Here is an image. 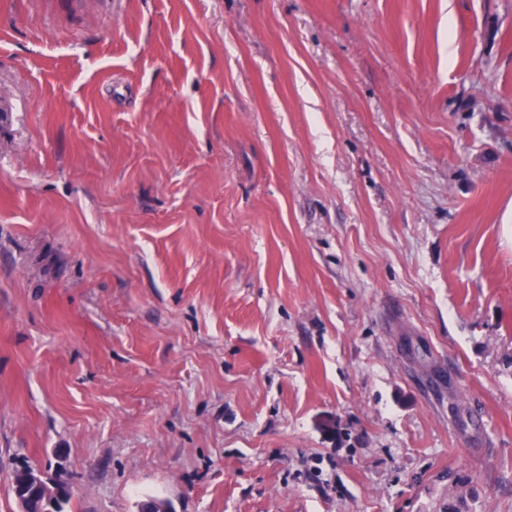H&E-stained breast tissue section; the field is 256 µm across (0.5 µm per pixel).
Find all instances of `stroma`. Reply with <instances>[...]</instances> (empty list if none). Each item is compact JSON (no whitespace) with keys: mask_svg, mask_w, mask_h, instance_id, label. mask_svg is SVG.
I'll return each instance as SVG.
<instances>
[{"mask_svg":"<svg viewBox=\"0 0 512 512\" xmlns=\"http://www.w3.org/2000/svg\"><path fill=\"white\" fill-rule=\"evenodd\" d=\"M512 512V0H0V512ZM43 492L33 502L32 512H67L65 506L69 502V491L67 486L58 485L52 499L43 500ZM38 501V503H36Z\"/></svg>","mask_w":512,"mask_h":512,"instance_id":"35a3bbf8","label":"stroma"}]
</instances>
